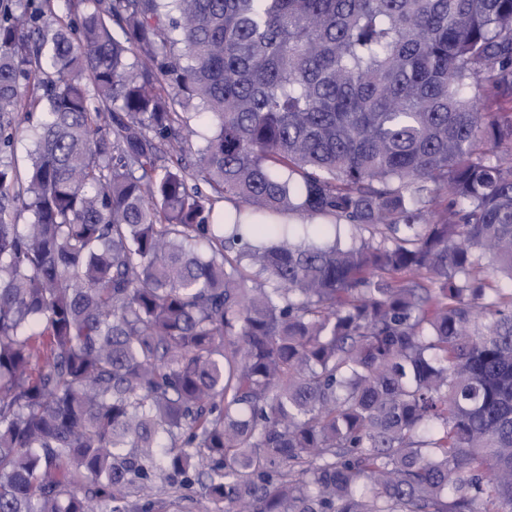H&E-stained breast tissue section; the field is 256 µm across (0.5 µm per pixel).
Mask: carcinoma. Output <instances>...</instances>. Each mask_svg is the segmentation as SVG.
Instances as JSON below:
<instances>
[{
    "label": "carcinoma",
    "mask_w": 512,
    "mask_h": 512,
    "mask_svg": "<svg viewBox=\"0 0 512 512\" xmlns=\"http://www.w3.org/2000/svg\"><path fill=\"white\" fill-rule=\"evenodd\" d=\"M68 2L0 0V512H512V0Z\"/></svg>",
    "instance_id": "1"
}]
</instances>
